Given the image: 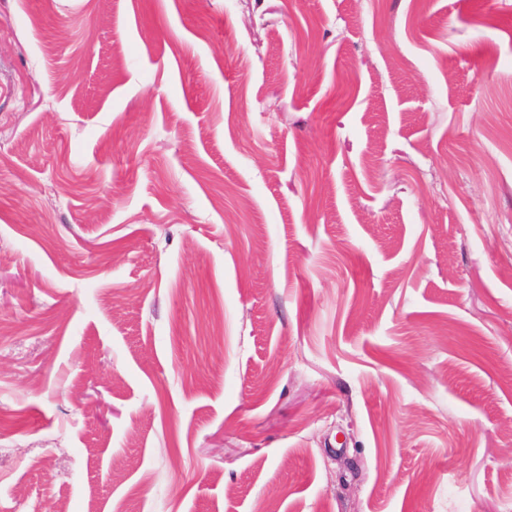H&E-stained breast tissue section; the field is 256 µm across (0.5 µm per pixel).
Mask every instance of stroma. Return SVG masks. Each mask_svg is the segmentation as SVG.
I'll use <instances>...</instances> for the list:
<instances>
[{
  "mask_svg": "<svg viewBox=\"0 0 512 512\" xmlns=\"http://www.w3.org/2000/svg\"><path fill=\"white\" fill-rule=\"evenodd\" d=\"M512 0H0V512H505Z\"/></svg>",
  "mask_w": 512,
  "mask_h": 512,
  "instance_id": "obj_1",
  "label": "stroma"
}]
</instances>
